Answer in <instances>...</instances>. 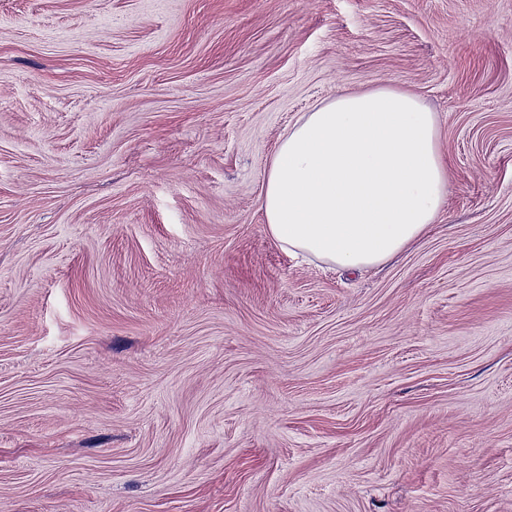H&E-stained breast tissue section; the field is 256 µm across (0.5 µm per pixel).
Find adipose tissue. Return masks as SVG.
<instances>
[{
	"mask_svg": "<svg viewBox=\"0 0 512 512\" xmlns=\"http://www.w3.org/2000/svg\"><path fill=\"white\" fill-rule=\"evenodd\" d=\"M448 172L439 120L410 93H341L282 135L262 192L279 245L342 268L382 264L434 223Z\"/></svg>",
	"mask_w": 512,
	"mask_h": 512,
	"instance_id": "1",
	"label": "adipose tissue"
}]
</instances>
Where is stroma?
Masks as SVG:
<instances>
[{
    "label": "stroma",
    "instance_id": "1",
    "mask_svg": "<svg viewBox=\"0 0 512 512\" xmlns=\"http://www.w3.org/2000/svg\"><path fill=\"white\" fill-rule=\"evenodd\" d=\"M378 87L443 211L283 250L282 134ZM0 512H512V0H0Z\"/></svg>",
    "mask_w": 512,
    "mask_h": 512
}]
</instances>
